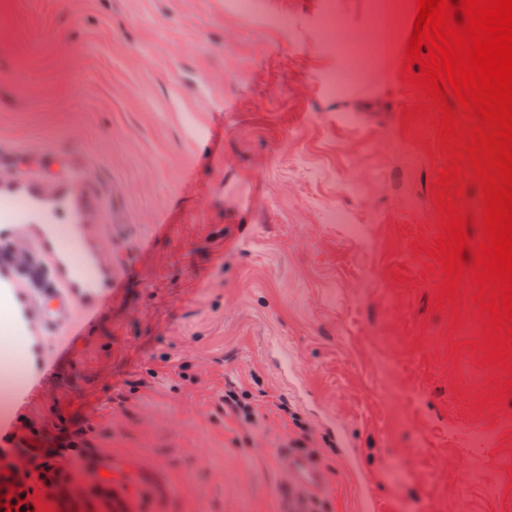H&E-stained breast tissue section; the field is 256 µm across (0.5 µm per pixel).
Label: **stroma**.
Returning <instances> with one entry per match:
<instances>
[{"label": "stroma", "mask_w": 512, "mask_h": 512, "mask_svg": "<svg viewBox=\"0 0 512 512\" xmlns=\"http://www.w3.org/2000/svg\"><path fill=\"white\" fill-rule=\"evenodd\" d=\"M225 2L0 0V228L90 225L113 286L45 340L0 448L47 452L56 482L27 485L54 512H281L290 445L325 475L312 512H357L361 478L390 512H512V376L417 250L448 159L401 79L415 0L336 96L320 20L369 37L374 0ZM230 385L297 425L234 416Z\"/></svg>", "instance_id": "stroma-1"}]
</instances>
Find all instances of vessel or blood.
<instances>
[{"label": "vessel or blood", "mask_w": 512, "mask_h": 512, "mask_svg": "<svg viewBox=\"0 0 512 512\" xmlns=\"http://www.w3.org/2000/svg\"><path fill=\"white\" fill-rule=\"evenodd\" d=\"M41 249L45 269L56 276L55 287L29 288L20 280L19 240L0 244V304L10 310L0 316V377H13L11 348L37 345L61 325H76L97 310L102 297L99 278L105 265L99 255L89 254L83 225H71L67 233L58 226L42 225ZM275 456L287 477L289 499L282 512H309L308 501L324 484L321 468L307 455L279 448Z\"/></svg>", "instance_id": "b4317fda"}]
</instances>
